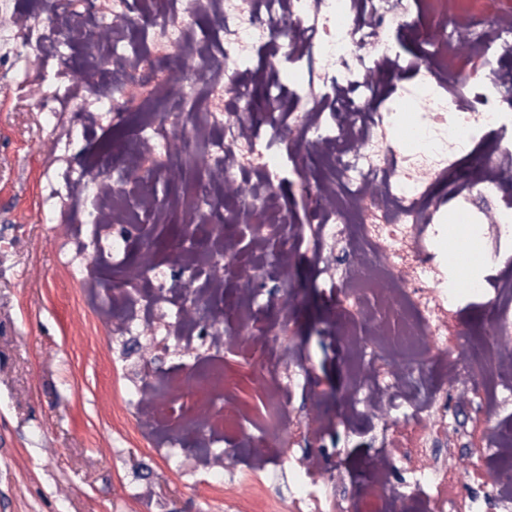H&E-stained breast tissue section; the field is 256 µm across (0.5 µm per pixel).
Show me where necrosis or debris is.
<instances>
[{"mask_svg": "<svg viewBox=\"0 0 512 512\" xmlns=\"http://www.w3.org/2000/svg\"><path fill=\"white\" fill-rule=\"evenodd\" d=\"M137 13L146 26L134 23ZM413 13L418 51L407 56L389 36ZM470 23L459 0H111L105 10L100 0H74L51 10L35 42L47 75L38 106L63 156L103 118L123 122L133 92L162 87L181 47L210 65L206 93L157 97L151 117L112 153L50 180L44 218L57 221L63 204L78 213L76 251L95 244L99 263L120 273L105 296L122 327H144L145 309L167 307L180 335L205 328L220 348L258 321V288L224 291V227H274L276 238L256 235L238 267L283 282L273 241L296 228L274 187L286 171L320 167L306 222L326 251L336 290L330 322L355 367L342 397L348 416L384 425V447L366 469L367 512H512V421L503 417L512 408V71L500 67L512 56V13L475 31L465 61L453 35ZM67 47L106 57L105 71L75 79L61 61ZM380 72L413 82L386 86ZM392 95L426 107L393 111L383 104ZM199 156L206 168L185 182ZM471 160L479 163L474 178L458 168ZM230 183L245 191L232 208L223 192ZM452 199L470 214L461 238L484 253L480 268H449L452 229L443 219ZM174 215L195 245L134 257L131 237L113 232ZM173 267L195 285L192 311L178 308L163 283ZM472 306L487 318L462 360L448 343L460 333L458 311ZM263 347L277 354L260 379L263 415L230 408L220 362L197 373L179 416L148 385L130 401L170 444L197 432L211 447L230 434L250 448L253 473L266 472L276 449L289 446L280 436L293 423L289 393L307 376L293 369L294 354L279 351L277 336H265ZM462 389L482 414L466 435L489 488L482 498L464 493L453 448L438 445L439 433L455 431L448 400ZM321 465L310 454L291 465V506L321 512L327 500L347 512L344 495L328 498L316 482Z\"/></svg>", "mask_w": 512, "mask_h": 512, "instance_id": "1", "label": "necrosis or debris"}]
</instances>
